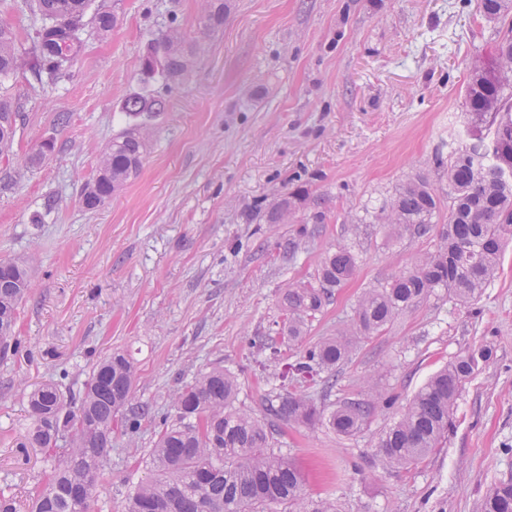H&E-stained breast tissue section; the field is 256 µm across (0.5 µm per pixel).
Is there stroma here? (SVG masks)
<instances>
[{"instance_id": "obj_1", "label": "stroma", "mask_w": 512, "mask_h": 512, "mask_svg": "<svg viewBox=\"0 0 512 512\" xmlns=\"http://www.w3.org/2000/svg\"><path fill=\"white\" fill-rule=\"evenodd\" d=\"M101 8L118 17L104 35ZM197 13V0H92L83 52L62 78L27 72L0 84L20 113L13 150L0 157V260L29 262L33 281L15 327L20 346L0 352V490L18 512L49 469L22 445L34 387L54 382L73 397L118 350L135 364L138 400L159 412L221 364L237 377L239 404L265 418L278 370L262 382L258 365L284 284L312 279L345 225L362 222L357 271L312 322L313 343L342 334L368 288L440 243L368 218L405 176L448 187L434 157L468 142L469 64L490 56L500 29L475 0H231L223 29L209 34ZM171 26L203 47L172 85L141 70L148 41ZM144 89L168 109L152 120L143 166L106 205L85 209L83 185L129 124L122 102ZM47 140L53 153L32 164ZM301 186L326 196L324 223L247 222ZM484 346L492 355L464 385L441 446L416 466L385 465L375 444L414 394ZM288 389L325 410L371 389L389 401L352 437L322 423L276 424L305 496L332 492L340 512H483L487 489L512 479V240L477 301L424 300L357 341L331 393L310 381ZM153 442L150 426L113 431L93 512H122L151 474Z\"/></svg>"}]
</instances>
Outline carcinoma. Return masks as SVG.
Wrapping results in <instances>:
<instances>
[{
    "instance_id": "carcinoma-1",
    "label": "carcinoma",
    "mask_w": 512,
    "mask_h": 512,
    "mask_svg": "<svg viewBox=\"0 0 512 512\" xmlns=\"http://www.w3.org/2000/svg\"><path fill=\"white\" fill-rule=\"evenodd\" d=\"M40 16L31 56H21L14 34L0 27V80L27 68L58 79L83 52L82 18L88 0H31ZM228 0H200L199 27L215 32L224 27ZM480 14L502 24L491 64L476 59L465 91V105L489 142L480 139L455 150L448 159V224L441 235L446 244L399 269L386 282L368 289L345 334L307 346L282 379L317 376L326 389L336 384V371L349 357L352 340L383 331L415 303L444 291L467 303L482 296L498 274L505 235L512 232V0H478ZM156 39L175 47L163 73L179 82L191 69L198 45L177 27ZM167 100L133 95L123 103L132 120L146 112H164ZM17 112L0 96V156L15 138ZM150 130L129 126L103 151L98 169L105 176L98 192L118 191L143 162ZM326 199L298 188L270 208L248 216L262 224H285L298 212L309 224L325 221ZM441 199L424 179L407 178L395 195L372 217L403 232L425 237L440 223ZM358 255L347 244L327 252L314 277L282 289L279 335L288 347L306 341L317 315L356 272ZM31 288L30 271L13 262L0 270V325L15 326L18 309ZM489 358L480 348L457 357L422 386L399 418L375 444L383 463L408 468L422 461L452 425L456 400L474 373L478 360ZM135 367L122 351L98 361L78 401L67 402L53 384H43L28 396V423L22 447L41 448L52 460L31 512H91L101 479V465L112 449V429L134 436L152 426L156 440L149 451L152 475L128 496L125 512H266L273 505L289 512H338L331 497L308 499L296 462L272 446L268 426L236 405L237 381L216 365L186 382L172 398L174 419L158 416L148 403L132 406ZM270 414L289 426L322 420L336 434L359 433L382 396L347 400L324 415L307 397L283 388L268 397ZM484 512H512V483L490 487Z\"/></svg>"
}]
</instances>
